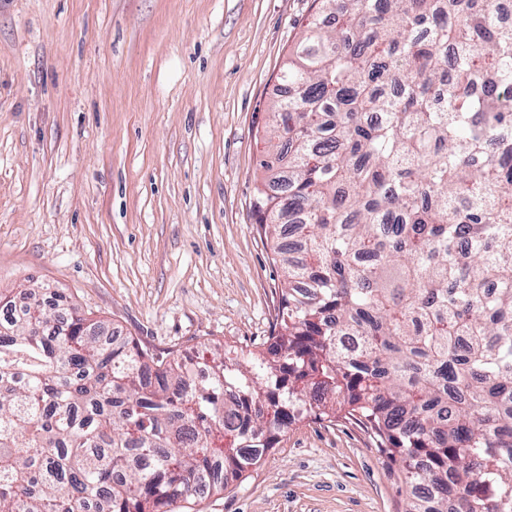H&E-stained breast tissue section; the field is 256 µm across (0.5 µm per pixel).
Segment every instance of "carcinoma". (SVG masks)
Wrapping results in <instances>:
<instances>
[{
    "instance_id": "cac0c4a2",
    "label": "carcinoma",
    "mask_w": 512,
    "mask_h": 512,
    "mask_svg": "<svg viewBox=\"0 0 512 512\" xmlns=\"http://www.w3.org/2000/svg\"><path fill=\"white\" fill-rule=\"evenodd\" d=\"M315 2L253 204L278 331L244 367L0 293V512H174L338 413L406 512H512V25L497 0Z\"/></svg>"
}]
</instances>
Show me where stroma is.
<instances>
[{"label": "stroma", "mask_w": 512, "mask_h": 512, "mask_svg": "<svg viewBox=\"0 0 512 512\" xmlns=\"http://www.w3.org/2000/svg\"><path fill=\"white\" fill-rule=\"evenodd\" d=\"M313 0H0V291L61 288L112 335L249 359L283 273L264 131ZM355 423L296 421L195 512H405Z\"/></svg>", "instance_id": "1"}]
</instances>
